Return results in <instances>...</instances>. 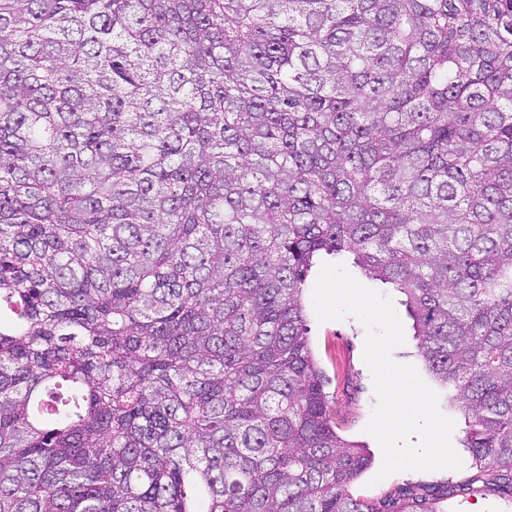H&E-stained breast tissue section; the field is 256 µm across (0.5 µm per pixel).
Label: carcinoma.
<instances>
[{"instance_id": "carcinoma-1", "label": "carcinoma", "mask_w": 512, "mask_h": 512, "mask_svg": "<svg viewBox=\"0 0 512 512\" xmlns=\"http://www.w3.org/2000/svg\"><path fill=\"white\" fill-rule=\"evenodd\" d=\"M342 253L512 490V0H0V512H387ZM323 263L345 265L361 285L392 300L405 333V343L396 348L392 356L398 363L413 365L423 380L438 393L441 412L455 424L450 442L463 461L461 469L399 472L374 485H368L380 470L383 450L380 443L365 431L377 405L372 374L364 360L366 332L352 315L341 321L319 323L313 308L312 292ZM306 288L309 338L327 379L325 392L336 422V431L344 438L364 445L372 457L370 467L352 487L353 496L377 506L384 501L388 509L392 502L423 497L440 511L512 512V494L509 489L498 480H493L491 471L480 472L473 467L470 453L463 446L464 417L452 406L447 398V390L436 381L419 355L417 341L410 329L411 322L399 294L364 277L352 260L343 256H324L318 259L307 277Z\"/></svg>"}]
</instances>
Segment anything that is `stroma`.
<instances>
[{"mask_svg":"<svg viewBox=\"0 0 512 512\" xmlns=\"http://www.w3.org/2000/svg\"><path fill=\"white\" fill-rule=\"evenodd\" d=\"M307 324L315 357L327 384L333 419L337 432L344 438L364 445L372 457L370 467L352 487L354 497L379 504L423 497L433 503L437 512H512V491L495 481L491 473L473 467L464 448L463 415L439 387L417 351L413 336H406L402 346L393 352L395 361L414 366L423 380L435 387L441 412L451 418L454 429L451 445L463 461L458 470L405 471L378 478L383 450L365 426L377 404L372 374L364 360L365 329L355 316L340 321L319 322L315 313H308Z\"/></svg>","mask_w":512,"mask_h":512,"instance_id":"obj_1","label":"stroma"}]
</instances>
